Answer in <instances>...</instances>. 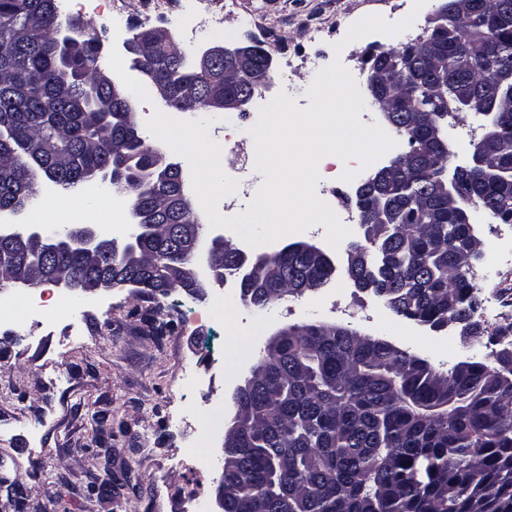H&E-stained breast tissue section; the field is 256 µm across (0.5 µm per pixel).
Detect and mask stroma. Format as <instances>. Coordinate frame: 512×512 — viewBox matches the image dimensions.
I'll return each mask as SVG.
<instances>
[{
	"instance_id": "obj_1",
	"label": "stroma",
	"mask_w": 512,
	"mask_h": 512,
	"mask_svg": "<svg viewBox=\"0 0 512 512\" xmlns=\"http://www.w3.org/2000/svg\"><path fill=\"white\" fill-rule=\"evenodd\" d=\"M438 0H61L63 14L82 16L103 42L105 59L125 58L123 42L135 29L163 27L179 44L195 27L194 46L260 41L274 57L273 89L310 104L306 92L317 72L333 60L364 85L367 51L408 42L419 35ZM378 15L391 23L412 18L396 35L370 33L335 51L333 40L311 41V26L335 27ZM133 99L136 122L147 143L165 150L147 121L161 104L136 72L121 76ZM481 304L498 290L509 293L512 269L481 259L473 269ZM224 297V314L211 323L196 311ZM44 299L69 304L50 322L0 325V512H217L224 430L236 386L249 377L266 342L279 330L305 324L345 327L385 339L428 360L437 370L461 361L485 360L487 349L463 343L458 331L433 332L400 321L374 296L344 280L282 300L269 309L244 305L234 290L207 288L204 299L172 292L161 301L136 289L95 294L53 284L7 286L1 298ZM171 321L164 335L155 320ZM256 338L229 354L237 332ZM202 443L199 458L187 448ZM111 464L119 495L88 498L87 486Z\"/></svg>"
}]
</instances>
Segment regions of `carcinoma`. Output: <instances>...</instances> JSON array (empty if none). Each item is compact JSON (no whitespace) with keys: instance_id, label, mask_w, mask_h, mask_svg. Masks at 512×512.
<instances>
[{"instance_id":"carcinoma-1","label":"carcinoma","mask_w":512,"mask_h":512,"mask_svg":"<svg viewBox=\"0 0 512 512\" xmlns=\"http://www.w3.org/2000/svg\"><path fill=\"white\" fill-rule=\"evenodd\" d=\"M59 0H0V209L20 211L31 183L44 175L63 189L76 188L104 169L110 184L131 204H158L178 197V209H159L164 231L141 232L138 251L113 246L98 231L99 260L68 247L80 229L44 234V248L20 241L0 244V272L48 266L71 288L103 279L129 278L165 298L138 255L158 257L184 268L185 293L205 296L191 276L192 259L176 247V229L196 216L185 201L182 176L160 163L140 137L130 138L135 115L126 97L96 86L104 69L97 33L76 15L61 16ZM441 0L442 23L416 38L373 56L382 96L395 110L393 132L422 139L425 123L405 125L400 109L410 103L436 110L441 131L448 117L464 112V99H489L484 75L512 66V0ZM71 25L76 50L64 58L56 33ZM140 63L152 66L163 49L150 30L137 33ZM37 72L40 81L29 82ZM154 76L194 88L184 102L201 112L206 99L224 92L167 61ZM128 140L127 155L112 156V141ZM28 143L38 161L20 152ZM444 157L439 152L407 159L381 184L363 187L362 220L372 223L368 245L379 262L357 264L348 275L361 290L380 298L400 319L436 330L452 320L472 345L495 346L492 363L459 362L445 372L392 343L335 325L306 324L275 336L259 363L264 370L236 387L227 430L235 438L224 449V512H512V323L492 332L476 318L480 305L473 264L465 248L476 234L459 223L448 198L437 194ZM459 208L481 205L491 218L512 224V155L487 159V170L460 175ZM395 225L380 222L381 212ZM287 280L263 277L257 288L239 289L240 299L267 309L292 293L298 281L318 290L329 268L306 251L283 247L261 255Z\"/></svg>"}]
</instances>
